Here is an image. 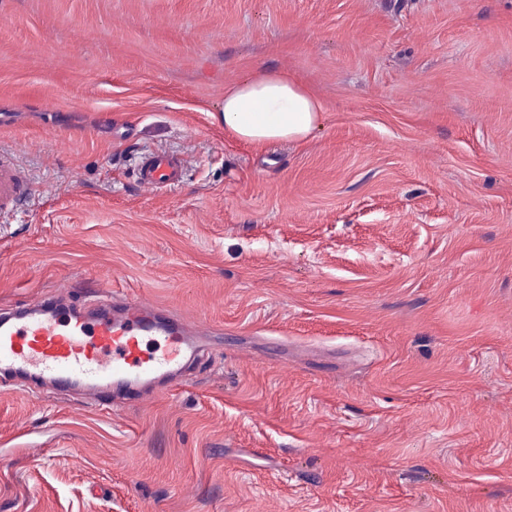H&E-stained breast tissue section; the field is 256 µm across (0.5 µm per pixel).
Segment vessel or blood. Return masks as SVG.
Masks as SVG:
<instances>
[{"label": "vessel or blood", "instance_id": "1", "mask_svg": "<svg viewBox=\"0 0 512 512\" xmlns=\"http://www.w3.org/2000/svg\"><path fill=\"white\" fill-rule=\"evenodd\" d=\"M182 170L181 158L151 154L141 164L139 182L159 189L178 183ZM31 192L25 175L0 161V210ZM200 329L135 297L88 308L43 295L0 316V383L11 392L46 383L102 392L120 384L136 399L142 378L170 374L195 353ZM147 338L156 346L148 354L141 348Z\"/></svg>", "mask_w": 512, "mask_h": 512}]
</instances>
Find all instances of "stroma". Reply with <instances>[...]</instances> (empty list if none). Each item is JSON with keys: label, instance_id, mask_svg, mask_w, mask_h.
<instances>
[{"label": "stroma", "instance_id": "stroma-1", "mask_svg": "<svg viewBox=\"0 0 512 512\" xmlns=\"http://www.w3.org/2000/svg\"><path fill=\"white\" fill-rule=\"evenodd\" d=\"M262 70L307 140L215 123ZM1 155L0 309L207 334L138 405L0 394V512H512V0H0ZM182 159L164 153L150 154L139 169L140 185L160 189L178 183L182 177ZM32 187L25 175L10 163L0 160V210H5L20 199L29 196Z\"/></svg>", "mask_w": 512, "mask_h": 512}]
</instances>
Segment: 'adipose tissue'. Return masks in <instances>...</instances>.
<instances>
[{"label":"adipose tissue","instance_id":"adipose-tissue-1","mask_svg":"<svg viewBox=\"0 0 512 512\" xmlns=\"http://www.w3.org/2000/svg\"><path fill=\"white\" fill-rule=\"evenodd\" d=\"M322 107L303 85L275 72L231 84L216 116L225 131L246 143L301 142L319 125Z\"/></svg>","mask_w":512,"mask_h":512}]
</instances>
